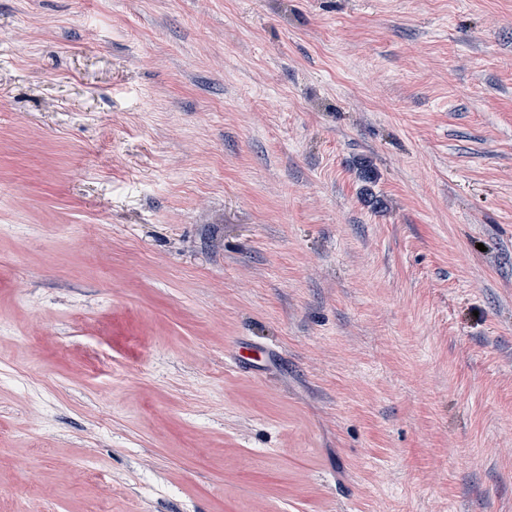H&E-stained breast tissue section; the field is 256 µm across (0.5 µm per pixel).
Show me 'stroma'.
<instances>
[{
  "label": "stroma",
  "instance_id": "obj_1",
  "mask_svg": "<svg viewBox=\"0 0 512 512\" xmlns=\"http://www.w3.org/2000/svg\"><path fill=\"white\" fill-rule=\"evenodd\" d=\"M0 512H512V0H0Z\"/></svg>",
  "mask_w": 512,
  "mask_h": 512
}]
</instances>
